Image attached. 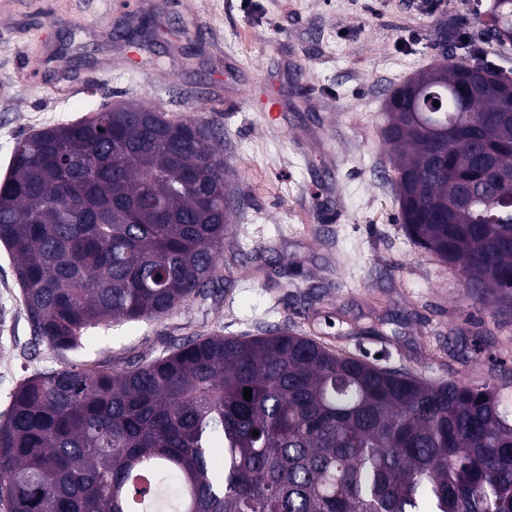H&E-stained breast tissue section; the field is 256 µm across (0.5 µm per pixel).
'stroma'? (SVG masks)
<instances>
[{"label":"stroma","instance_id":"obj_1","mask_svg":"<svg viewBox=\"0 0 512 512\" xmlns=\"http://www.w3.org/2000/svg\"><path fill=\"white\" fill-rule=\"evenodd\" d=\"M443 14L512 73V44L488 37L472 0H0V177L20 137L104 102L160 103L213 128L230 222L208 297L95 330L64 359L35 345L0 249V417L34 372L124 369L200 333L257 335L288 319L431 382L512 371V310L487 345L473 342L490 307L410 245L381 134L390 89L441 53L458 56L436 41ZM258 246L264 259L251 257Z\"/></svg>","mask_w":512,"mask_h":512}]
</instances>
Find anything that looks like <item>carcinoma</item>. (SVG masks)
Segmentation results:
<instances>
[{
  "label": "carcinoma",
  "mask_w": 512,
  "mask_h": 512,
  "mask_svg": "<svg viewBox=\"0 0 512 512\" xmlns=\"http://www.w3.org/2000/svg\"><path fill=\"white\" fill-rule=\"evenodd\" d=\"M484 13L502 42L512 0ZM384 111L409 242L496 317L512 307V206L495 207L512 197V79L445 57ZM212 138L128 101L17 140L0 245L36 343L63 357L215 286L229 225ZM0 492L8 512H512V377L431 382L288 327L210 331L119 371L26 377L0 421Z\"/></svg>",
  "instance_id": "cac0c4a2"
}]
</instances>
